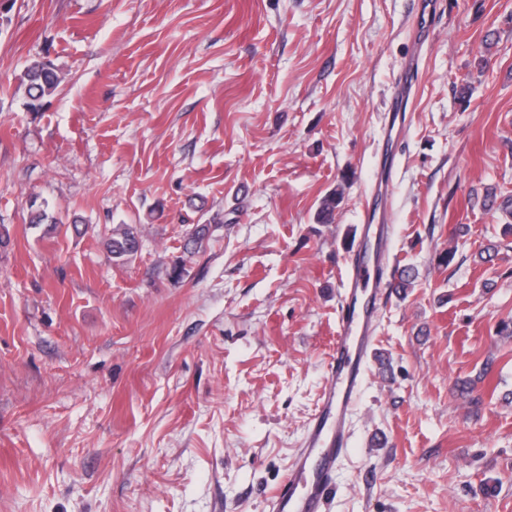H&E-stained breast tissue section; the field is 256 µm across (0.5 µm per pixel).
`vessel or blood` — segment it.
<instances>
[{
	"label": "vessel or blood",
	"instance_id": "b4317fda",
	"mask_svg": "<svg viewBox=\"0 0 512 512\" xmlns=\"http://www.w3.org/2000/svg\"><path fill=\"white\" fill-rule=\"evenodd\" d=\"M363 215L361 234L340 273L344 303L337 315L326 387L288 480L270 498L269 512H323L336 466L348 448V415L374 340L383 290L392 280L391 227L377 223L373 209Z\"/></svg>",
	"mask_w": 512,
	"mask_h": 512
}]
</instances>
